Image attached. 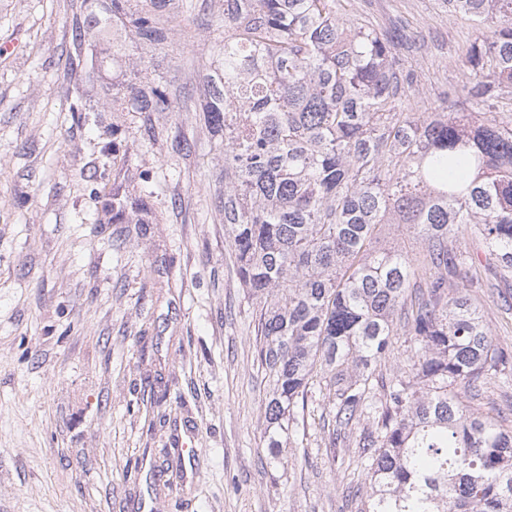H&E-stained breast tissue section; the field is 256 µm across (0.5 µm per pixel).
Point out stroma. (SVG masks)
<instances>
[{"mask_svg":"<svg viewBox=\"0 0 512 512\" xmlns=\"http://www.w3.org/2000/svg\"><path fill=\"white\" fill-rule=\"evenodd\" d=\"M79 2L0 0V45H14L0 52V512H365L361 429L329 442L324 378L284 447L267 450L257 307L217 209L222 153L193 107L220 14L193 0L147 72L180 95L160 117L191 145L177 153L144 141L139 114L112 111L99 75L76 63ZM349 15L405 29V111L468 108L460 60L479 32L448 0H350ZM116 125L146 224L112 221ZM470 296L512 358V280L484 274ZM414 373L397 332L375 377ZM471 406L512 427L498 377L479 381ZM189 437L199 460L182 455Z\"/></svg>","mask_w":512,"mask_h":512,"instance_id":"obj_1","label":"stroma"}]
</instances>
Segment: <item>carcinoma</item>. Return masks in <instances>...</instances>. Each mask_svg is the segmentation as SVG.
<instances>
[{
  "mask_svg": "<svg viewBox=\"0 0 512 512\" xmlns=\"http://www.w3.org/2000/svg\"><path fill=\"white\" fill-rule=\"evenodd\" d=\"M224 39L200 99L224 155L218 208L237 272L258 309V357L272 379L269 427L286 430L309 380L326 374L336 432L364 419L368 512H512V430L467 404L502 363L468 288L470 239L512 274V0H448L482 32L467 48L468 112H400L413 77L394 31L348 21L343 0H210ZM185 0H82L78 61L112 73L114 112L145 115L142 138L169 131L155 112L177 98L142 75L144 53L170 41ZM130 153L112 126V223L145 224L149 202L119 183ZM426 242L415 264L374 246L381 225ZM400 324L412 379L373 391L376 363Z\"/></svg>",
  "mask_w": 512,
  "mask_h": 512,
  "instance_id": "obj_1",
  "label": "carcinoma"
}]
</instances>
